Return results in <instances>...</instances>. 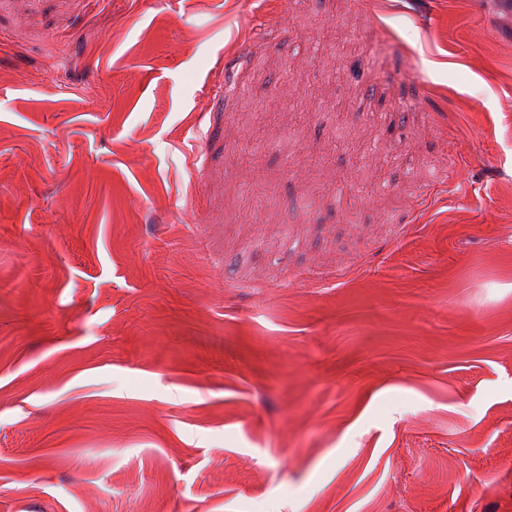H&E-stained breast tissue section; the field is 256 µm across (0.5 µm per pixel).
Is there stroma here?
I'll return each instance as SVG.
<instances>
[{
  "label": "stroma",
  "instance_id": "stroma-1",
  "mask_svg": "<svg viewBox=\"0 0 512 512\" xmlns=\"http://www.w3.org/2000/svg\"><path fill=\"white\" fill-rule=\"evenodd\" d=\"M0 512H512V0H0Z\"/></svg>",
  "mask_w": 512,
  "mask_h": 512
}]
</instances>
